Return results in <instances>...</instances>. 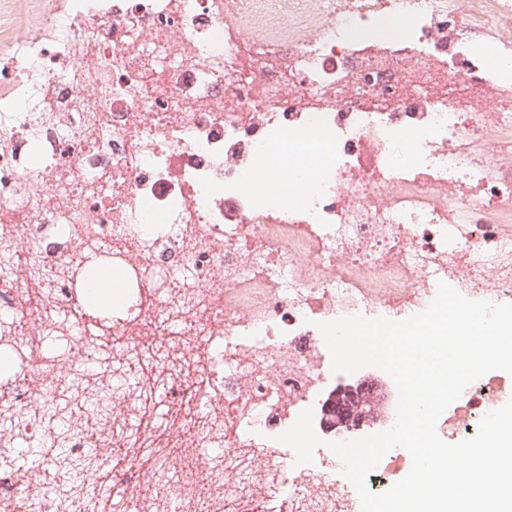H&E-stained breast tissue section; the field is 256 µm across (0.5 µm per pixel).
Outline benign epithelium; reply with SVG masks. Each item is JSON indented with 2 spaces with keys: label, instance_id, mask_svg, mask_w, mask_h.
<instances>
[{
  "label": "benign epithelium",
  "instance_id": "obj_1",
  "mask_svg": "<svg viewBox=\"0 0 512 512\" xmlns=\"http://www.w3.org/2000/svg\"><path fill=\"white\" fill-rule=\"evenodd\" d=\"M392 402L387 384L373 375L343 381L333 389L321 410L320 428L325 433L358 434L385 422Z\"/></svg>",
  "mask_w": 512,
  "mask_h": 512
}]
</instances>
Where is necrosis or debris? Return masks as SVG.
Returning a JSON list of instances; mask_svg holds the SVG:
<instances>
[{
    "mask_svg": "<svg viewBox=\"0 0 512 512\" xmlns=\"http://www.w3.org/2000/svg\"><path fill=\"white\" fill-rule=\"evenodd\" d=\"M397 16L411 28L375 38ZM286 135L329 142L325 165L297 193L247 190ZM0 258V311L28 307L0 324V447L49 433L33 410L48 399L72 447L160 453L164 383L188 393L169 426L193 463L172 490L185 512L259 500L270 479L295 512H361L350 482L284 463L277 438L336 383L319 323L402 320L442 282L512 303V0H0ZM93 263L124 274L121 395L81 381L95 342L41 360L19 342L60 332L48 313L79 307ZM171 322L173 343L156 334ZM216 384L214 415L196 416ZM510 400L484 375L437 432L462 441ZM214 445L223 462H200ZM42 476L1 477L0 503L63 512Z\"/></svg>",
    "mask_w": 512,
    "mask_h": 512,
    "instance_id": "obj_1",
    "label": "necrosis or debris"
}]
</instances>
